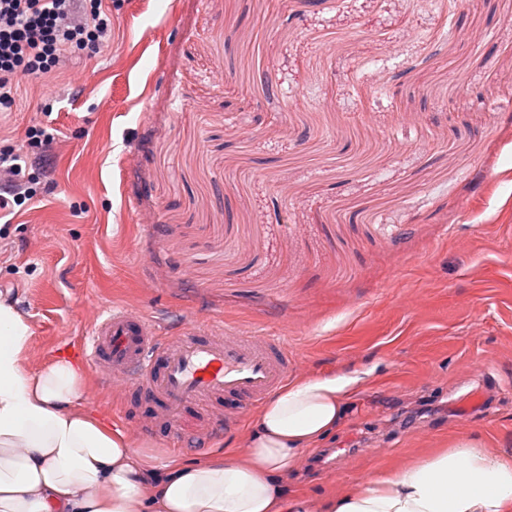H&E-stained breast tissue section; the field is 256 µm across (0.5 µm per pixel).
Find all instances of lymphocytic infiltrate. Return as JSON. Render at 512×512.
<instances>
[{
	"mask_svg": "<svg viewBox=\"0 0 512 512\" xmlns=\"http://www.w3.org/2000/svg\"><path fill=\"white\" fill-rule=\"evenodd\" d=\"M112 32L103 0H0V112L15 101L21 77L54 74L65 54L95 51ZM15 149L0 150V210H13L38 192L54 190L51 180L24 173Z\"/></svg>",
	"mask_w": 512,
	"mask_h": 512,
	"instance_id": "lymphocytic-infiltrate-1",
	"label": "lymphocytic infiltrate"
}]
</instances>
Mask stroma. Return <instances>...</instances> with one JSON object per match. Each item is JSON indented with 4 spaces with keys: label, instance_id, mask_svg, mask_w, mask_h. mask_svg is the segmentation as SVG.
Segmentation results:
<instances>
[{
    "label": "stroma",
    "instance_id": "35a3bbf8",
    "mask_svg": "<svg viewBox=\"0 0 512 512\" xmlns=\"http://www.w3.org/2000/svg\"><path fill=\"white\" fill-rule=\"evenodd\" d=\"M112 37L21 78L0 148L54 193L0 218L29 370L102 310L286 336L357 375L287 481L309 498L458 437L512 451V0H112ZM149 461L166 438L84 366Z\"/></svg>",
    "mask_w": 512,
    "mask_h": 512
}]
</instances>
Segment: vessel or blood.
I'll return each instance as SVG.
<instances>
[{"mask_svg":"<svg viewBox=\"0 0 512 512\" xmlns=\"http://www.w3.org/2000/svg\"><path fill=\"white\" fill-rule=\"evenodd\" d=\"M84 350L88 360H107V383L137 393L184 448L221 433L225 407L262 403L286 384L295 365L278 334L193 320L165 332L127 308L103 313Z\"/></svg>","mask_w":512,"mask_h":512,"instance_id":"1","label":"vessel or blood"}]
</instances>
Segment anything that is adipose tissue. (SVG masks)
Masks as SVG:
<instances>
[{"mask_svg":"<svg viewBox=\"0 0 512 512\" xmlns=\"http://www.w3.org/2000/svg\"><path fill=\"white\" fill-rule=\"evenodd\" d=\"M28 320L0 296V512H309L286 486L302 454L336 428L359 380L293 381L261 408L247 446L164 474L82 403L84 368L61 355L26 364ZM317 512H512V453L458 438L382 470Z\"/></svg>","mask_w":512,"mask_h":512,"instance_id":"adipose-tissue-1","label":"adipose tissue"}]
</instances>
